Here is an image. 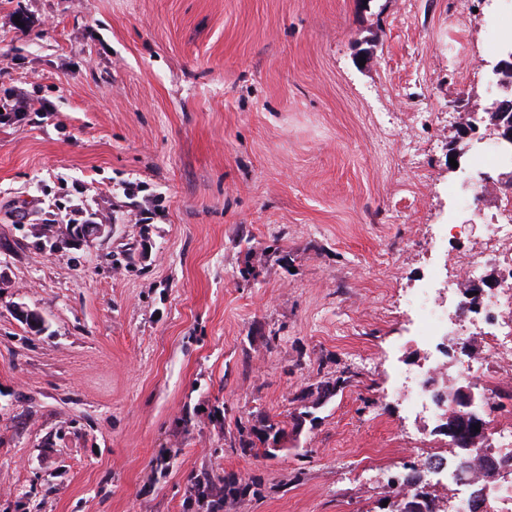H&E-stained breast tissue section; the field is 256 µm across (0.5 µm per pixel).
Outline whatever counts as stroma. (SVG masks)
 I'll return each mask as SVG.
<instances>
[{
    "label": "stroma",
    "instance_id": "1",
    "mask_svg": "<svg viewBox=\"0 0 512 512\" xmlns=\"http://www.w3.org/2000/svg\"><path fill=\"white\" fill-rule=\"evenodd\" d=\"M512 0H0V512H207L210 477L258 482L220 512H381L410 463L455 458L425 378L410 298L448 309V378L512 377L480 314L456 318L462 262L437 227L496 191L450 164L490 80ZM111 229L44 234L72 210ZM37 312L41 332L17 320ZM483 361V373L471 365ZM348 380L276 456L240 422L297 414ZM413 380L414 386H404L407 384V379ZM423 383L419 378H411L405 372L398 373V384L403 391L404 399L412 409H425L434 412L437 409V404L433 398L428 396L424 389Z\"/></svg>",
    "mask_w": 512,
    "mask_h": 512
}]
</instances>
